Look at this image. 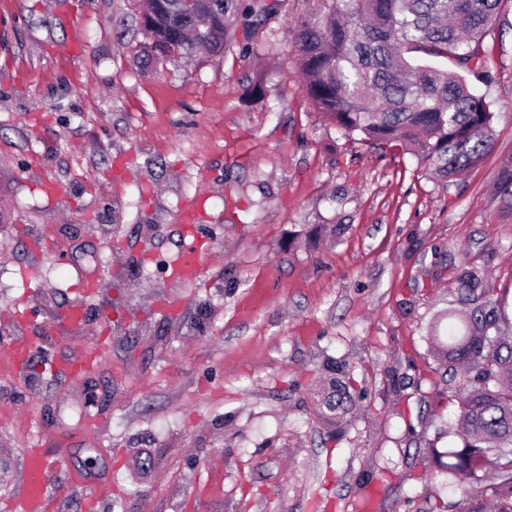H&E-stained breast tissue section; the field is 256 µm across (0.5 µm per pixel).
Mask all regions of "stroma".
I'll list each match as a JSON object with an SVG mask.
<instances>
[{"instance_id": "obj_1", "label": "stroma", "mask_w": 512, "mask_h": 512, "mask_svg": "<svg viewBox=\"0 0 512 512\" xmlns=\"http://www.w3.org/2000/svg\"><path fill=\"white\" fill-rule=\"evenodd\" d=\"M145 63L136 0H0V512L27 448L65 450L52 512H437L468 481L431 350L462 268L489 276L512 334V0L484 38L498 118L484 163L442 188L368 151L306 98L292 26ZM62 184V196L46 183ZM48 241L36 253L31 243ZM200 276L167 266L190 246ZM101 283L86 323L58 315ZM29 312L12 320L15 304ZM98 368L66 365L102 332ZM350 397L325 419L327 362Z\"/></svg>"}]
</instances>
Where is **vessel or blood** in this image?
I'll list each match as a JSON object with an SVG mask.
<instances>
[{
	"mask_svg": "<svg viewBox=\"0 0 512 512\" xmlns=\"http://www.w3.org/2000/svg\"><path fill=\"white\" fill-rule=\"evenodd\" d=\"M65 462L63 454L51 455L42 448L25 451L21 490L12 499L13 512H46L52 487Z\"/></svg>",
	"mask_w": 512,
	"mask_h": 512,
	"instance_id": "obj_1",
	"label": "vessel or blood"
}]
</instances>
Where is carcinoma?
I'll list each match as a JSON object with an SVG mask.
<instances>
[{
    "instance_id": "cac0c4a2",
    "label": "carcinoma",
    "mask_w": 512,
    "mask_h": 512,
    "mask_svg": "<svg viewBox=\"0 0 512 512\" xmlns=\"http://www.w3.org/2000/svg\"><path fill=\"white\" fill-rule=\"evenodd\" d=\"M503 0H315L296 26L303 89L329 122L359 134L372 149L410 153L441 187L465 176L489 152L496 115L468 79L492 81L483 46ZM281 0H148L141 30L153 46L178 52H220L233 30L261 26ZM455 65L452 72L436 65ZM459 323L448 342L433 338L448 370L464 367L453 388L457 423L448 434V472L471 481L457 512H512V336L500 326L498 295L490 279L461 269L455 276ZM482 303L473 305V302ZM495 480L482 485L486 475Z\"/></svg>"
}]
</instances>
